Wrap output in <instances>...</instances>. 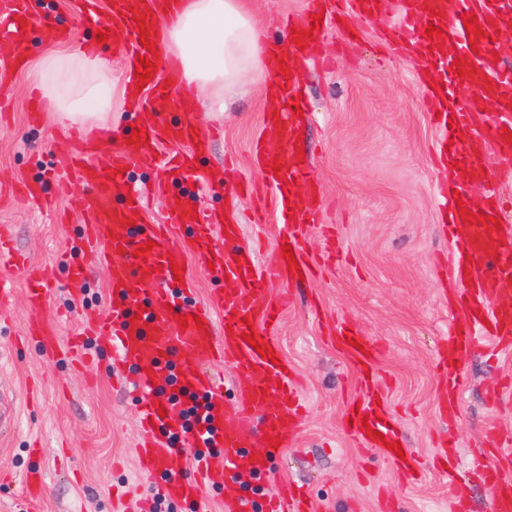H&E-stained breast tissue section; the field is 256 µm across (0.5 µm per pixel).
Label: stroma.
Instances as JSON below:
<instances>
[{
    "label": "stroma",
    "instance_id": "1",
    "mask_svg": "<svg viewBox=\"0 0 512 512\" xmlns=\"http://www.w3.org/2000/svg\"><path fill=\"white\" fill-rule=\"evenodd\" d=\"M307 0H254L269 40L287 42L288 16L301 15ZM33 13L51 14L74 30L69 51L96 46L122 83L129 47L120 39L98 42L84 26L75 0H29ZM355 36L336 27L319 43L331 68L309 67L303 80L305 111L297 120L300 145L324 191L322 224L334 225L341 253L333 264H317L309 282L269 284L270 296L289 295L273 343L291 366L307 403L292 447L274 464V474L253 481L256 503L288 481L302 486L324 512H448V480L436 468L447 453L464 474L477 512H489L490 495L471 464L479 448H493L499 434L512 431V396H498L501 380L512 375V359L498 362L474 353L463 362L459 410L446 411V391L438 364L440 341L457 322L446 262L454 243L434 203L445 177L437 163L439 132L423 104L418 67L382 41L378 23L350 18ZM48 29L34 30L20 47L0 42V96L11 103L0 118V183L42 181L56 212L30 208L22 195L0 199V224L13 225L19 246L49 275L53 294L43 317L61 319L60 335L70 339L90 317L110 305L104 271H92L80 295L66 286L70 267L84 264L83 217L68 207L73 192L66 181L68 145L63 126L44 112L40 124L27 119L35 82L34 62ZM22 54L25 68L12 69L9 56ZM268 109L263 87L246 82L228 99L226 110L197 99L190 112L164 109L165 121H192L220 128L222 134L200 158V168L228 167L229 183L248 180L264 196V228L245 224L242 242L259 244L257 261L277 259L278 212L267 197L262 173L250 160ZM130 179L151 191L149 219L161 223L168 194L196 195L208 208L248 216L253 200L226 186L197 188L193 179L173 175L165 190L154 188L153 172L131 167ZM0 324V387L20 401L16 426L0 432V512H113L112 499L131 493L151 512H194L191 505L166 498L161 479L134 466L141 398L112 385L122 367L110 354L88 344V366L44 362L36 344L21 345L29 319L23 292L4 308ZM357 327L378 348L377 372L385 404L400 424L404 446L426 476L406 480L374 448H363L344 429L348 405L361 394L352 363L330 341L334 328ZM47 474L37 501L23 491L33 469Z\"/></svg>",
    "mask_w": 512,
    "mask_h": 512
}]
</instances>
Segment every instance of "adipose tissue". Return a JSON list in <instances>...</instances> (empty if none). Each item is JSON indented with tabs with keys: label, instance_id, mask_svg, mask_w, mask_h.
Returning a JSON list of instances; mask_svg holds the SVG:
<instances>
[{
	"label": "adipose tissue",
	"instance_id": "adipose-tissue-1",
	"mask_svg": "<svg viewBox=\"0 0 512 512\" xmlns=\"http://www.w3.org/2000/svg\"><path fill=\"white\" fill-rule=\"evenodd\" d=\"M161 43L187 83L218 107L244 79H265L264 31L251 0H185L176 20L162 25ZM35 69L36 89L61 120L111 127L116 85L108 62L91 51L51 48Z\"/></svg>",
	"mask_w": 512,
	"mask_h": 512
}]
</instances>
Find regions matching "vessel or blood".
<instances>
[{
  "label": "vessel or blood",
  "mask_w": 512,
  "mask_h": 512,
  "mask_svg": "<svg viewBox=\"0 0 512 512\" xmlns=\"http://www.w3.org/2000/svg\"><path fill=\"white\" fill-rule=\"evenodd\" d=\"M28 0H0V13L13 23V40L25 38L27 29L37 24L26 8ZM99 0H81L83 20L96 29L111 30L113 36L132 47L135 56H148L142 39L159 42L160 22L173 15L183 0H111L106 15H99ZM347 8L364 19L381 22L385 40L413 54L416 62L452 74V83H439L425 99L430 114L450 147L440 149L446 166H457L458 174L437 190V201L444 205L452 222L449 231L456 249L448 263V276L458 285L463 312L444 338L450 363L442 371L448 390V410H457V390L462 377V360L481 352L490 360L512 354V303L497 304L503 285L512 283V226L500 224L501 210L495 176L486 151L494 149L502 158H512V71L505 70L494 54L504 40L512 38V0H309L306 15L289 18L287 25L306 32L316 14L333 17ZM475 14L481 37L470 43L463 25L466 14ZM438 27L441 37L427 38L429 27ZM317 43L307 40L275 46L265 56L273 88L274 106L264 119L260 142L252 156L264 174L266 185L277 198L281 214L278 243L291 246L292 256H279L275 265L262 269L256 252L241 246L242 224L235 217H224L205 208L194 207L187 199L168 196L163 223H149L143 194L125 175V168L138 165L153 169L160 177L172 172L194 174L195 159L207 151L214 132L182 121L158 126L156 109L171 105L182 111L194 107L195 95L179 70L167 68L164 77H151L131 99L142 110L141 139L122 151L106 148L104 132H69L72 144L67 170L79 190L71 198L72 208L86 220L84 248L91 263L104 268L109 291L115 299L105 313L88 321L82 335L62 341L57 324L41 320L51 290L46 275L33 268L14 246L10 225H0V263L10 267L13 277L0 279V305L12 301L16 279L26 283L25 300L34 318L29 336L36 338L46 362L59 363L80 358L86 337L105 347L121 364L135 366L137 372L128 385L143 400L140 410L141 438L135 450L139 471L167 473L166 495L177 501L202 498L207 487L221 486L232 479L266 477L270 461L293 440V428L304 408L301 394L285 361H271L260 355L258 346H271L270 331L279 323L283 304L270 297V281L296 283L309 272L304 237L309 224L321 211L323 194L311 174L309 162L301 160L292 144L293 103L300 100V84L309 64H321ZM461 67H454V60ZM472 89L469 107L455 103L453 85ZM471 134L468 146H461L460 133ZM185 145V152L161 154L162 144ZM486 192L480 209L481 219L466 220L457 207L475 189ZM121 205H113V198ZM194 253L200 264L214 263L227 275L225 288L209 293L205 306L191 303L193 283L188 277H175L173 266H184L187 253ZM125 256L124 264L112 262L113 255ZM299 268L291 270L289 259ZM190 316L180 326L179 316ZM203 318L196 327L195 318ZM255 334L249 344L247 334ZM336 348L355 366L371 364L372 346L363 343L357 330L338 328L333 338ZM232 368L245 384L238 388L234 404H226L221 380L211 372L213 363ZM176 374L178 384L204 397L208 420L192 441L202 452L190 476L172 475L180 455L171 447L165 430L180 432V419L159 416L168 406L167 395L158 386L168 374ZM365 395L359 408L348 409L347 431L369 448L401 439L383 404L376 378H363ZM379 439H372V432ZM280 446H272V437ZM257 438L259 450L251 452L245 442ZM482 479L491 495L492 512H512V437L502 447L485 455ZM450 497L448 512H472L467 488L454 469H447ZM224 512H321L308 493L280 484L263 509L243 495L224 498Z\"/></svg>",
  "instance_id": "obj_1"
}]
</instances>
